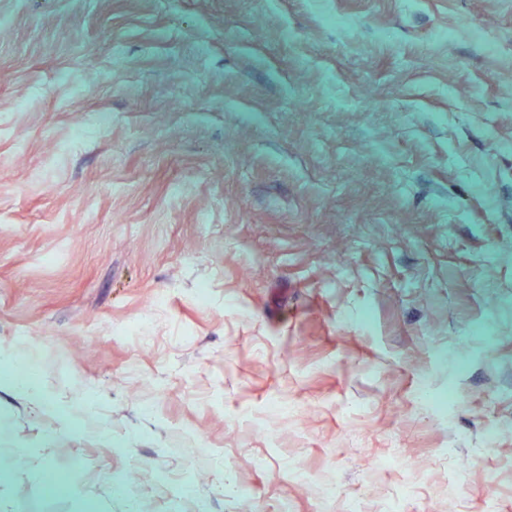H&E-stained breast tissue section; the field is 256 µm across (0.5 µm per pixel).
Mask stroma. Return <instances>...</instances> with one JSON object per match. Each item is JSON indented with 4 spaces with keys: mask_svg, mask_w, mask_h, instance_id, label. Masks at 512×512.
I'll return each instance as SVG.
<instances>
[{
    "mask_svg": "<svg viewBox=\"0 0 512 512\" xmlns=\"http://www.w3.org/2000/svg\"><path fill=\"white\" fill-rule=\"evenodd\" d=\"M0 14L8 512H129L136 466L208 512H512V0Z\"/></svg>",
    "mask_w": 512,
    "mask_h": 512,
    "instance_id": "stroma-1",
    "label": "stroma"
}]
</instances>
